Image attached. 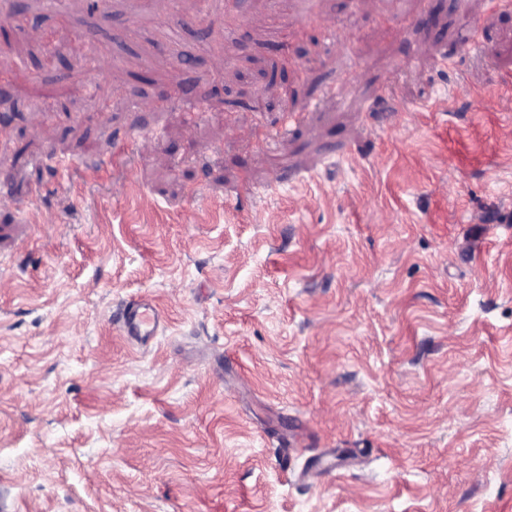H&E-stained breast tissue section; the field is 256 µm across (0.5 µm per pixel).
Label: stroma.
Segmentation results:
<instances>
[{
  "label": "stroma",
  "instance_id": "35a3bbf8",
  "mask_svg": "<svg viewBox=\"0 0 512 512\" xmlns=\"http://www.w3.org/2000/svg\"><path fill=\"white\" fill-rule=\"evenodd\" d=\"M9 5L0 512H512V10ZM162 317L149 300H132L126 304L120 331L123 336L135 339L142 345L156 336Z\"/></svg>",
  "mask_w": 512,
  "mask_h": 512
}]
</instances>
